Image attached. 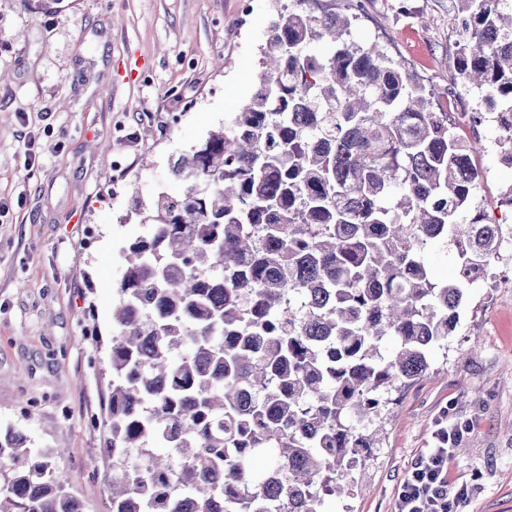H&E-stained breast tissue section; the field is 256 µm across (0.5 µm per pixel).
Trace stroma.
Instances as JSON below:
<instances>
[{"mask_svg": "<svg viewBox=\"0 0 512 512\" xmlns=\"http://www.w3.org/2000/svg\"><path fill=\"white\" fill-rule=\"evenodd\" d=\"M348 6L377 43L433 89L438 112H475L456 69V0H320ZM272 0H0V429L60 449L83 512H108L96 366L112 336L124 247L144 224L132 196L176 190L173 161L250 103ZM238 96L229 99V84ZM456 133L483 174L472 208L512 193L497 132ZM468 419L449 492L454 512H512V288H470L447 352L393 393L355 491L328 512H394L442 418Z\"/></svg>", "mask_w": 512, "mask_h": 512, "instance_id": "35a3bbf8", "label": "stroma"}]
</instances>
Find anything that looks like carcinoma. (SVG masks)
<instances>
[{
	"mask_svg": "<svg viewBox=\"0 0 512 512\" xmlns=\"http://www.w3.org/2000/svg\"><path fill=\"white\" fill-rule=\"evenodd\" d=\"M277 0L251 102L136 201L101 418L108 512H324L378 446L388 395L430 370L499 225L433 92L352 18ZM459 75L512 125V0H458ZM263 455L255 476L251 461ZM0 512H82L52 452L0 434ZM430 261L434 275L439 280H449L455 277V247L449 242L439 243L429 248Z\"/></svg>",
	"mask_w": 512,
	"mask_h": 512,
	"instance_id": "carcinoma-1",
	"label": "carcinoma"
}]
</instances>
